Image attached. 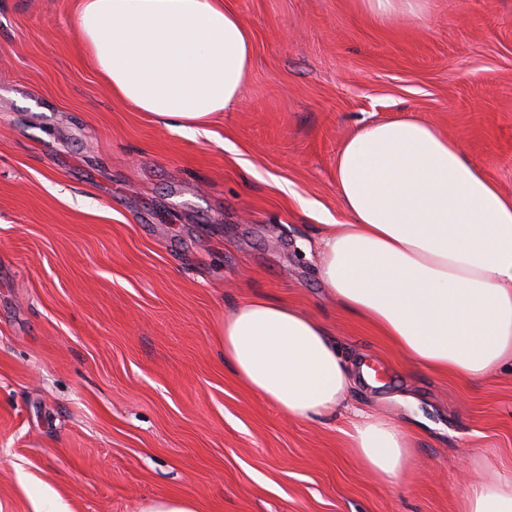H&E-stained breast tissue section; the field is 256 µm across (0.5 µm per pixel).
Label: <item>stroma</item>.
<instances>
[{
	"instance_id": "35a3bbf8",
	"label": "stroma",
	"mask_w": 512,
	"mask_h": 512,
	"mask_svg": "<svg viewBox=\"0 0 512 512\" xmlns=\"http://www.w3.org/2000/svg\"><path fill=\"white\" fill-rule=\"evenodd\" d=\"M77 2L0 0V512H457L466 469L512 474V367L410 363L303 250L343 221L336 158L367 123L427 121L512 195V0L387 23L357 0H224L253 60L197 134L112 95ZM255 295L377 369L348 405L413 427L404 478L361 471L345 416L286 417L224 364L215 328ZM138 512H202V509L195 500L161 497L145 500Z\"/></svg>"
}]
</instances>
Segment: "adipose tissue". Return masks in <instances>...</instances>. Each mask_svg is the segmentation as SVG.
Wrapping results in <instances>:
<instances>
[{
	"label": "adipose tissue",
	"instance_id": "ef3b65f1",
	"mask_svg": "<svg viewBox=\"0 0 512 512\" xmlns=\"http://www.w3.org/2000/svg\"><path fill=\"white\" fill-rule=\"evenodd\" d=\"M75 24L113 94L191 133L238 100L252 62L224 0H82ZM345 219L306 246L347 313L415 365L466 379L512 361V196L460 142L417 119L359 127L336 159ZM220 355L284 415L319 420L346 405L352 364L327 325L255 297L225 315ZM345 434L361 469L389 483L406 470L412 432L354 411ZM460 512H512V476L466 478Z\"/></svg>",
	"mask_w": 512,
	"mask_h": 512
}]
</instances>
